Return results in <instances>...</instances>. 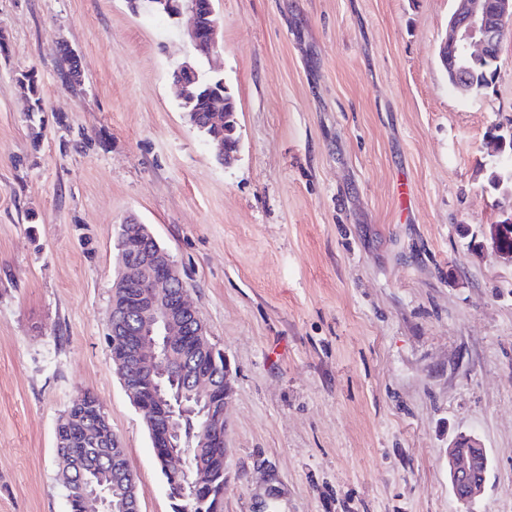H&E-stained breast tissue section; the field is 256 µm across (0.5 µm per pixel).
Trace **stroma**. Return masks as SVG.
<instances>
[{"instance_id":"35a3bbf8","label":"stroma","mask_w":512,"mask_h":512,"mask_svg":"<svg viewBox=\"0 0 512 512\" xmlns=\"http://www.w3.org/2000/svg\"><path fill=\"white\" fill-rule=\"evenodd\" d=\"M454 7L215 0L209 56L127 0H0V512H70L55 429L83 390L140 512H172L106 339L130 218L231 363L224 512H459L461 434L489 458L477 512H512V264L475 247L507 196L487 176L512 36L494 84L460 94L438 59ZM188 59L235 100L231 165L180 107ZM17 82L20 87L24 90L27 98L30 101L29 112H42V97L38 85L37 77L33 70L21 71L17 78Z\"/></svg>"}]
</instances>
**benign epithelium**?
<instances>
[{
	"label": "benign epithelium",
	"instance_id": "benign-epithelium-1",
	"mask_svg": "<svg viewBox=\"0 0 512 512\" xmlns=\"http://www.w3.org/2000/svg\"><path fill=\"white\" fill-rule=\"evenodd\" d=\"M136 8L165 12L177 20L185 36L198 48L220 49L222 22L214 0H130ZM512 28V0H459L448 20V30L439 47V57L451 61L487 57L490 47L501 43L502 34ZM181 96L197 81L195 66L185 61L173 73ZM218 159L230 162L239 150L240 140L229 146L223 137L216 139ZM130 240L121 254V273L116 288H134L138 301L124 317L111 326L112 351L124 389L143 413L150 430L152 447L161 449L162 465L181 477V500L198 495L200 477L196 475L194 449L208 443L215 432L208 429L197 436L187 435L184 423L208 416L211 399L225 405L232 395L233 371L224 360V378L217 383L211 376L192 372L187 382L173 381L172 371L181 358L190 356L192 338L207 332L199 311L186 298L185 283L178 265L147 226L130 219L122 225ZM484 246L503 260L512 254L499 249L498 225L484 234ZM489 459L485 448L474 437H465V446L455 438L448 446V482L465 512L473 505L486 480ZM85 512H139L133 482L126 491L112 488L106 477L88 481L82 490Z\"/></svg>",
	"mask_w": 512,
	"mask_h": 512
}]
</instances>
